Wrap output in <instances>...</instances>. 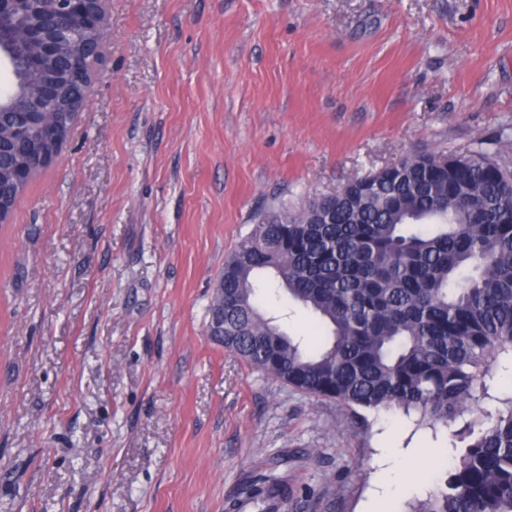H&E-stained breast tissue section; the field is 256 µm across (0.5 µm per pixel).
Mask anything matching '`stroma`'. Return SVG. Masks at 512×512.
Wrapping results in <instances>:
<instances>
[{
	"instance_id": "1",
	"label": "stroma",
	"mask_w": 512,
	"mask_h": 512,
	"mask_svg": "<svg viewBox=\"0 0 512 512\" xmlns=\"http://www.w3.org/2000/svg\"><path fill=\"white\" fill-rule=\"evenodd\" d=\"M108 53L0 228V512H409L512 351L448 426L283 385L206 333L260 215L418 154L512 170V0H108ZM262 308L306 344L281 290ZM437 447L418 481L382 448Z\"/></svg>"
}]
</instances>
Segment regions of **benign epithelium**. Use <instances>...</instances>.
Instances as JSON below:
<instances>
[{
  "mask_svg": "<svg viewBox=\"0 0 512 512\" xmlns=\"http://www.w3.org/2000/svg\"><path fill=\"white\" fill-rule=\"evenodd\" d=\"M107 0H0V60L13 63L15 35L8 22L20 14H27L30 22L22 35L23 44L30 50V64L53 65L61 60L66 46H79L66 62L72 74L70 84L74 111L87 103L92 75L102 61L104 40L85 42V36L104 30ZM27 97L41 106L50 107L59 101L60 87L54 82H38L30 86ZM0 112L15 113V131L38 126L41 139L28 143L30 166L41 168L49 163L40 147L42 140H59V127L51 120L40 119L29 108L0 102Z\"/></svg>",
  "mask_w": 512,
  "mask_h": 512,
  "instance_id": "1",
  "label": "benign epithelium"
}]
</instances>
